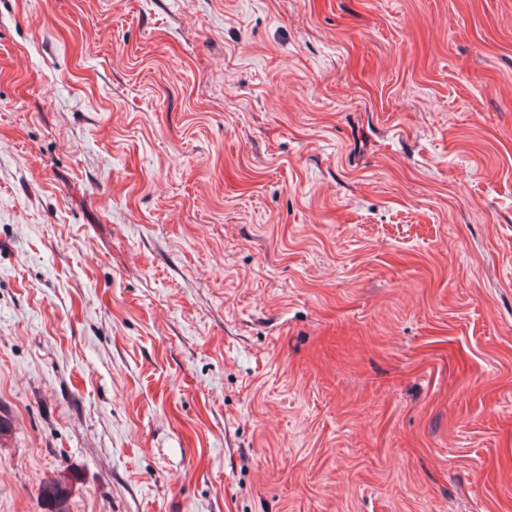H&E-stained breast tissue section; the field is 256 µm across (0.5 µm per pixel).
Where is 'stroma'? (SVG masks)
I'll use <instances>...</instances> for the list:
<instances>
[{
    "label": "stroma",
    "mask_w": 512,
    "mask_h": 512,
    "mask_svg": "<svg viewBox=\"0 0 512 512\" xmlns=\"http://www.w3.org/2000/svg\"><path fill=\"white\" fill-rule=\"evenodd\" d=\"M0 512H512V0H0ZM67 496V486L61 481L49 483L42 489L43 500L49 506L50 512H67L65 508Z\"/></svg>",
    "instance_id": "stroma-1"
}]
</instances>
